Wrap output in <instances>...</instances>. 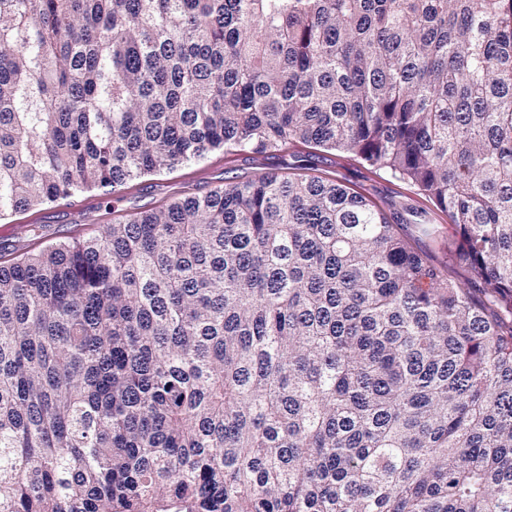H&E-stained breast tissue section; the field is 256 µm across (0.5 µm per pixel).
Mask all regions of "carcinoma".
<instances>
[{
	"instance_id": "obj_1",
	"label": "carcinoma",
	"mask_w": 512,
	"mask_h": 512,
	"mask_svg": "<svg viewBox=\"0 0 512 512\" xmlns=\"http://www.w3.org/2000/svg\"><path fill=\"white\" fill-rule=\"evenodd\" d=\"M264 172L0 243V512H512V0H0V221L215 150ZM300 155L309 153L307 161L298 162L291 150L276 157L246 159L244 156L224 154V150L209 153L198 162L179 165L155 176L127 184L119 193L105 199L98 191L73 194L60 198L47 210L32 209L13 214L0 223V239H8L18 253L37 251L48 244L65 241L71 237H83L100 232L106 224L124 222L130 215L147 209H156L169 201L189 196H202L215 186L236 182L262 172L278 174L292 172L324 173L355 191L371 197L381 208L388 211L391 200L425 209L421 217L404 215L411 221L434 224L437 232L431 236H418L417 246L439 268L448 266L449 251L454 247L450 220L433 210L409 183L391 177L384 169L369 166L352 153L325 152L301 146ZM304 164L314 170H294ZM110 201V204H107ZM28 224L45 225L44 237L30 241L23 233ZM34 249V250H32Z\"/></svg>"
}]
</instances>
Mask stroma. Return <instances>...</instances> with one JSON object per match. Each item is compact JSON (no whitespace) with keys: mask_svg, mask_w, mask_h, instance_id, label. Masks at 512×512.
<instances>
[{"mask_svg":"<svg viewBox=\"0 0 512 512\" xmlns=\"http://www.w3.org/2000/svg\"><path fill=\"white\" fill-rule=\"evenodd\" d=\"M297 163V158L289 153L252 160L216 150L201 161L129 183L108 199L96 191L83 192L60 198L47 210L15 213L0 222V239L9 240L23 253L42 244L94 235L104 225L125 221L136 212L162 207L177 198L201 196L216 186L262 172L287 174ZM306 164L371 197L380 207L397 201L421 209V223L435 225L436 232L419 237L417 245L435 266L447 267L449 251L454 246L450 221L442 213L426 209L415 186L395 180L386 170L369 166L351 153L317 150ZM29 224L44 225L42 241H30L25 235L24 228Z\"/></svg>","mask_w":512,"mask_h":512,"instance_id":"1","label":"stroma"}]
</instances>
